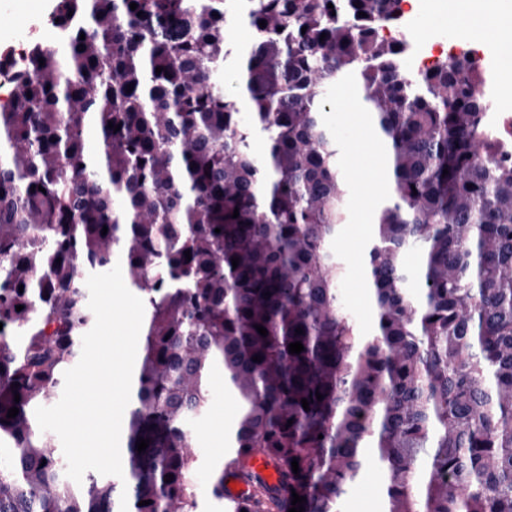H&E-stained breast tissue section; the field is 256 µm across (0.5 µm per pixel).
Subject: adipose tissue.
<instances>
[{
    "label": "adipose tissue",
    "mask_w": 512,
    "mask_h": 512,
    "mask_svg": "<svg viewBox=\"0 0 512 512\" xmlns=\"http://www.w3.org/2000/svg\"><path fill=\"white\" fill-rule=\"evenodd\" d=\"M455 39L490 45L512 63V0H447Z\"/></svg>",
    "instance_id": "ef3b65f1"
}]
</instances>
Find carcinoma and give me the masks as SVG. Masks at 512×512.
Segmentation results:
<instances>
[{
	"instance_id": "cac0c4a2",
	"label": "carcinoma",
	"mask_w": 512,
	"mask_h": 512,
	"mask_svg": "<svg viewBox=\"0 0 512 512\" xmlns=\"http://www.w3.org/2000/svg\"><path fill=\"white\" fill-rule=\"evenodd\" d=\"M53 18L60 44L0 57V323L21 334L0 336V512H198L187 421L216 369L238 413L210 493L224 503L226 473L249 488L224 512H281L294 492L341 512L375 465L384 512H512V161L479 55L407 77L385 35L400 0H56ZM227 68L246 118L212 82ZM351 81L393 182L365 255L368 333L342 300L350 189L323 122L324 88ZM118 259L145 309L126 467L73 484L35 409L94 325L88 276Z\"/></svg>"
}]
</instances>
